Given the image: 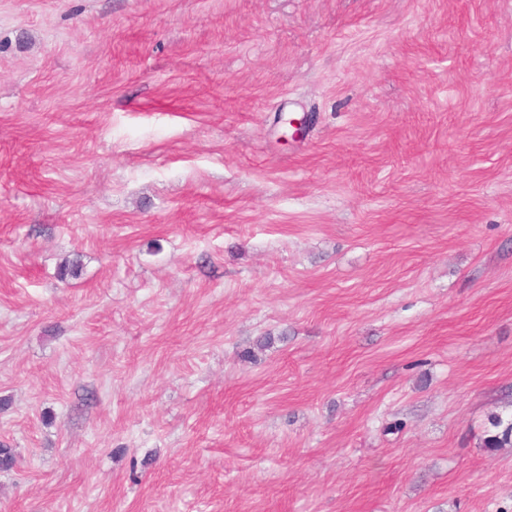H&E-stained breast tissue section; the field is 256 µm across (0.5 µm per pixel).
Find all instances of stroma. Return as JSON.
<instances>
[{"instance_id":"stroma-1","label":"stroma","mask_w":512,"mask_h":512,"mask_svg":"<svg viewBox=\"0 0 512 512\" xmlns=\"http://www.w3.org/2000/svg\"><path fill=\"white\" fill-rule=\"evenodd\" d=\"M497 416L512 0H0V512H512Z\"/></svg>"}]
</instances>
